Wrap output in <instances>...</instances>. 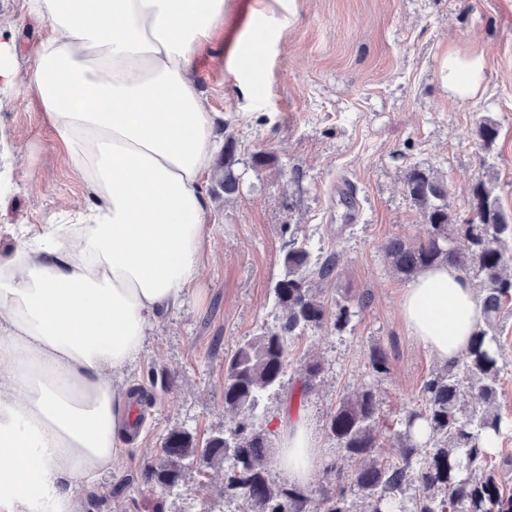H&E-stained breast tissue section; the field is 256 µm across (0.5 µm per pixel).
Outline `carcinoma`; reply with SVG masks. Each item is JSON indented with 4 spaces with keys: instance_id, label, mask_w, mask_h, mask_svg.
Returning a JSON list of instances; mask_svg holds the SVG:
<instances>
[{
    "instance_id": "cac0c4a2",
    "label": "carcinoma",
    "mask_w": 512,
    "mask_h": 512,
    "mask_svg": "<svg viewBox=\"0 0 512 512\" xmlns=\"http://www.w3.org/2000/svg\"><path fill=\"white\" fill-rule=\"evenodd\" d=\"M498 134L492 120L479 123L484 149L492 148ZM237 150L236 139L225 137L224 155L212 175L211 192L217 197L239 193ZM404 186L424 217L427 233L416 245L398 237L387 240L384 251L392 267L407 278L439 264L471 275L478 282L484 322L461 356L425 381L424 406L404 419L396 462L377 457L378 405L372 386L362 385L339 398L326 428L355 468L342 472L327 467L335 473L336 487L320 493L316 512H352V490L367 500L369 512H402L401 499L415 484L421 494L414 512H512V493L504 489L483 447L484 439L498 441L506 429L497 406V385L501 326L505 306L512 301V276L505 274L512 261V213L504 211L491 182L483 178L472 187L470 217L461 224L448 211L447 184L434 170L409 167ZM284 267L273 288L278 323L239 345L224 361V406L236 410L239 419L227 432L203 439L185 428L171 430L159 459L141 470L147 485L170 494L187 470L222 467L225 487L241 496L244 512H309L310 498L303 488L270 478L266 460L272 440L257 420L256 409L263 394L280 384L295 341L323 326L344 330L354 311L349 299L332 308L312 291L310 276L331 277L334 257L313 259L291 234ZM369 360L374 373L388 371L382 348L373 347ZM462 377L471 383L468 396L461 388Z\"/></svg>"
}]
</instances>
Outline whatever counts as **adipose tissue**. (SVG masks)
<instances>
[{"label":"adipose tissue","mask_w":512,"mask_h":512,"mask_svg":"<svg viewBox=\"0 0 512 512\" xmlns=\"http://www.w3.org/2000/svg\"><path fill=\"white\" fill-rule=\"evenodd\" d=\"M225 0H23L46 26L20 68L0 26V90L33 96L91 203L65 222L21 231L0 255V512H84L130 438L125 373L151 324L180 308L202 274L216 115L201 95L196 52L219 31ZM450 96H475L481 50L450 49ZM402 319L452 362L483 323L469 280L419 272ZM279 467L306 484L315 443L281 419Z\"/></svg>","instance_id":"obj_1"}]
</instances>
